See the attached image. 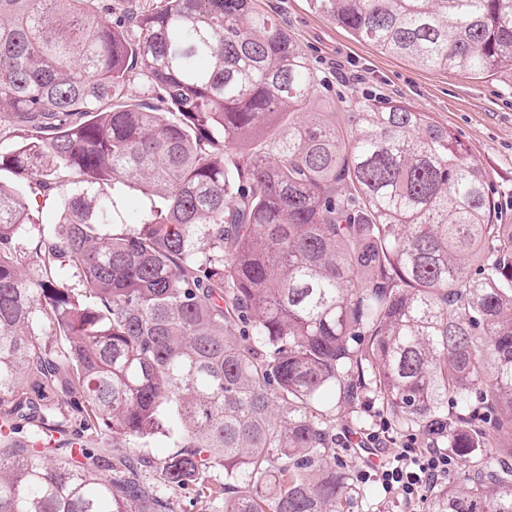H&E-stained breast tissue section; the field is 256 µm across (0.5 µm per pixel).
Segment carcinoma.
Instances as JSON below:
<instances>
[{
	"label": "carcinoma",
	"mask_w": 512,
	"mask_h": 512,
	"mask_svg": "<svg viewBox=\"0 0 512 512\" xmlns=\"http://www.w3.org/2000/svg\"><path fill=\"white\" fill-rule=\"evenodd\" d=\"M308 4L512 74V0ZM317 82L261 0H0V512H172L147 470L199 512H351L333 411L366 398L468 465L427 512H512V224L454 131L372 95L340 126Z\"/></svg>",
	"instance_id": "carcinoma-1"
}]
</instances>
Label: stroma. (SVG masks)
Listing matches in <instances>:
<instances>
[{
	"label": "stroma",
	"instance_id": "1",
	"mask_svg": "<svg viewBox=\"0 0 512 512\" xmlns=\"http://www.w3.org/2000/svg\"><path fill=\"white\" fill-rule=\"evenodd\" d=\"M287 28L321 83L312 108L339 112L340 95L355 91L402 101L452 129L490 176L505 218L512 223V77L479 79L434 71L390 56L352 38L310 9L307 0H264ZM347 412L336 420L337 457L356 492L354 512H402L380 483L361 479L366 454L350 441Z\"/></svg>",
	"mask_w": 512,
	"mask_h": 512
}]
</instances>
